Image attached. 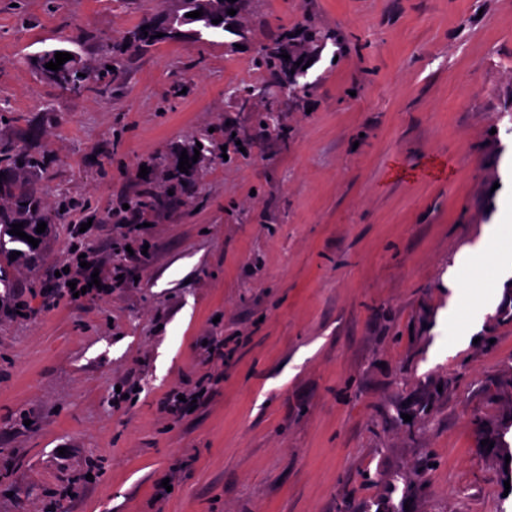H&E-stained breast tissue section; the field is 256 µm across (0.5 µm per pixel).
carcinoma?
Returning a JSON list of instances; mask_svg holds the SVG:
<instances>
[{"mask_svg":"<svg viewBox=\"0 0 512 512\" xmlns=\"http://www.w3.org/2000/svg\"><path fill=\"white\" fill-rule=\"evenodd\" d=\"M247 0H235L225 6V0H178V13L172 19L168 15L160 18H147L119 41L103 43L98 46L94 55L87 57L71 49V45H80L72 38H63L60 43L49 45L27 57L34 73L44 82L63 93L79 95L98 87H110L121 84L127 75L134 55L148 51L158 42L166 40L207 42L209 37H221L228 32L246 41L251 30L246 24L244 11ZM236 10V14H227L228 9ZM200 10L203 15L191 18L187 13ZM222 18L217 24L212 20ZM196 25L194 29H185L187 25ZM147 31H141L142 26ZM301 33L294 29H284L278 37L258 46L253 58L255 68L268 76L269 81L260 84L244 83L232 89V96L242 110L254 113L257 126H271L277 123L275 113L278 97L271 93L276 87L294 102H300L308 93V87L293 79L292 72L303 70L309 59L319 56L328 42L342 41L339 33L310 22L299 27ZM164 37H158V34ZM58 52H68L73 58L61 65V69L52 71L45 64L55 60ZM289 53L290 59L281 57ZM112 69H107V66ZM202 147H197V144ZM213 136L206 131L192 140L178 146V150L187 151L188 157L195 155L199 149V158L203 159L212 152ZM51 164L48 151L40 145H31L24 149H16L10 143H0V286L6 290L14 288V274L21 269L37 266L42 259L41 247H33L27 240L9 234L12 225L23 224V232L41 241L44 234L36 232L37 224L53 223L60 215L51 209L46 198L35 181V177L45 172ZM187 193L185 173L178 168L168 172L167 185L161 192L146 190L135 197L117 200L112 206L111 216L123 218L126 215L141 216L150 212H160L169 207L171 202L180 195ZM128 209H123V204ZM13 252L19 253L16 259H10ZM432 411V404L425 395L412 398L400 413L409 414L412 420L406 423L411 428L425 421ZM479 440L487 439L494 443L492 451L499 464L500 480L512 481V461L506 462L505 456H512V445L506 436L512 431V412L492 423L481 416H474Z\"/></svg>","mask_w":512,"mask_h":512,"instance_id":"obj_1","label":"carcinoma"}]
</instances>
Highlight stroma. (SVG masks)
Listing matches in <instances>:
<instances>
[{
  "instance_id": "stroma-1",
  "label": "stroma",
  "mask_w": 512,
  "mask_h": 512,
  "mask_svg": "<svg viewBox=\"0 0 512 512\" xmlns=\"http://www.w3.org/2000/svg\"><path fill=\"white\" fill-rule=\"evenodd\" d=\"M177 6L0 0V100L21 117L0 142L47 146L39 187L75 200L17 276L27 315L0 303V512H512L473 424L512 411L497 317L512 278L480 254L512 259V0H250L244 48L165 42L104 94L63 93L25 62L67 36L93 54ZM309 20L348 51L324 50L282 131H260L226 90L265 82L255 46ZM228 128L243 152L223 153ZM200 129L216 149L189 198L145 213L147 252L115 263L113 203L160 188ZM77 239L103 277L123 272L92 302L56 276ZM466 253L479 275L457 273ZM442 382L428 424L396 422ZM199 385L196 405L163 411ZM429 452L404 496L393 477L416 481Z\"/></svg>"
}]
</instances>
